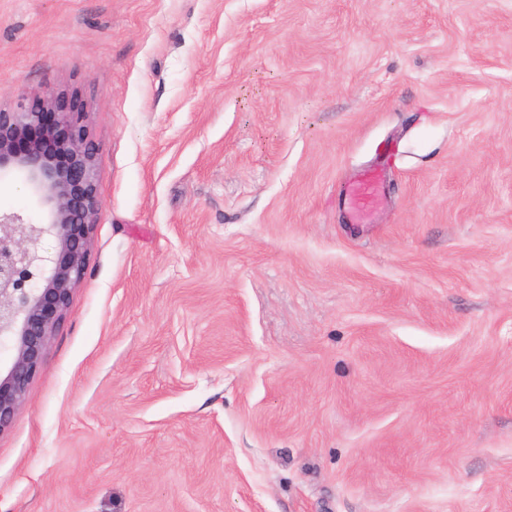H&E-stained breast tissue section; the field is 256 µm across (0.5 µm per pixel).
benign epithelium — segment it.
I'll use <instances>...</instances> for the list:
<instances>
[{
	"mask_svg": "<svg viewBox=\"0 0 512 512\" xmlns=\"http://www.w3.org/2000/svg\"><path fill=\"white\" fill-rule=\"evenodd\" d=\"M43 90L12 110L0 108V172L24 176L46 208L45 221L0 214V344L15 356L0 375V432L43 364L72 291L82 279L102 206L96 152L84 113ZM55 241L48 251L43 241Z\"/></svg>",
	"mask_w": 512,
	"mask_h": 512,
	"instance_id": "1",
	"label": "benign epithelium"
}]
</instances>
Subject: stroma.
<instances>
[{
	"label": "stroma",
	"mask_w": 512,
	"mask_h": 512,
	"mask_svg": "<svg viewBox=\"0 0 512 512\" xmlns=\"http://www.w3.org/2000/svg\"><path fill=\"white\" fill-rule=\"evenodd\" d=\"M45 89L103 204L0 512H512V0H0ZM381 180V172L371 171L365 174L359 184L350 189L357 211H364L370 204L374 202L378 194Z\"/></svg>",
	"instance_id": "35a3bbf8"
}]
</instances>
